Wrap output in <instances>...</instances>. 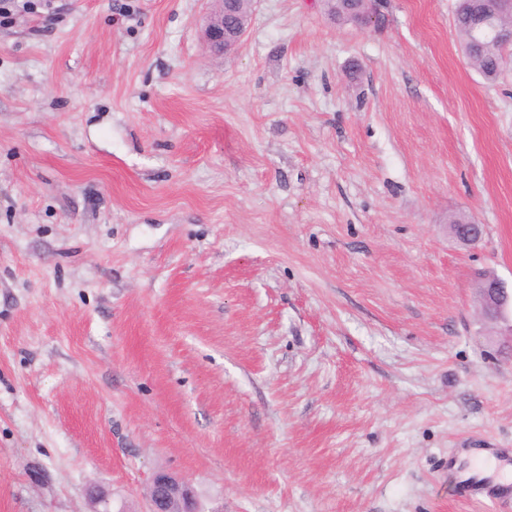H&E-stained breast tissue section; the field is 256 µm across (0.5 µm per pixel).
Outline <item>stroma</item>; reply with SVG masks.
<instances>
[{
	"instance_id": "35a3bbf8",
	"label": "stroma",
	"mask_w": 512,
	"mask_h": 512,
	"mask_svg": "<svg viewBox=\"0 0 512 512\" xmlns=\"http://www.w3.org/2000/svg\"><path fill=\"white\" fill-rule=\"evenodd\" d=\"M457 0H0V512H512V64ZM484 233L460 245L450 220ZM214 8L205 23L203 37L212 53L224 55L235 49L243 41L248 27V16L241 12L243 0H232L237 16L230 24L224 20V0H214ZM366 1L370 0L349 1L341 5L325 0V6L328 15L335 16L338 22L352 21L359 25H366L365 17L370 12V6ZM493 0H458L454 16V27L462 52L470 67L484 80L496 81L503 70L504 61L497 45L473 40V30L477 24V11ZM483 289L484 309L496 321L505 323L507 333L512 337V291L505 282L490 278ZM181 500V512H200L196 494L191 485L169 473L154 476L148 495L147 512H170L173 496ZM467 488L465 492L476 491L482 494L486 500L494 503L498 499L512 498V483L488 485L486 478L480 477L479 474L468 477L464 480Z\"/></svg>"
}]
</instances>
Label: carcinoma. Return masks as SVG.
Wrapping results in <instances>:
<instances>
[{"label":"carcinoma","instance_id":"1","mask_svg":"<svg viewBox=\"0 0 512 512\" xmlns=\"http://www.w3.org/2000/svg\"><path fill=\"white\" fill-rule=\"evenodd\" d=\"M491 2L493 0H457L454 16L456 35L468 64L488 82H494L500 77L504 66L503 57L498 46L473 40V30L477 24L476 12ZM325 6L328 14L336 17V21H352L359 25L365 24V17L370 12L366 0H350L342 5L325 0Z\"/></svg>","mask_w":512,"mask_h":512}]
</instances>
